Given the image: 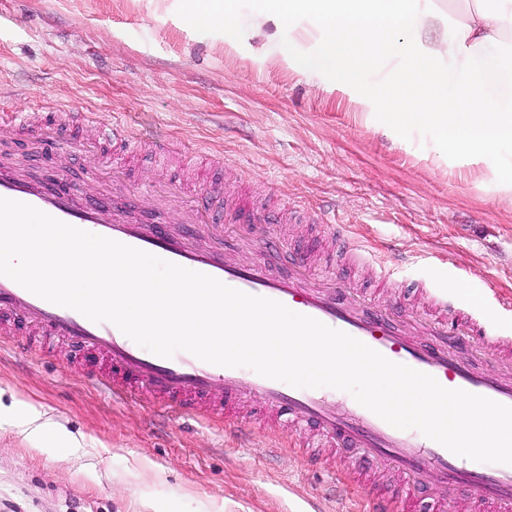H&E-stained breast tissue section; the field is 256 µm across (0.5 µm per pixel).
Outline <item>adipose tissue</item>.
Listing matches in <instances>:
<instances>
[{"mask_svg":"<svg viewBox=\"0 0 512 512\" xmlns=\"http://www.w3.org/2000/svg\"><path fill=\"white\" fill-rule=\"evenodd\" d=\"M165 19L210 32L354 99L364 119L403 143L431 133L434 158L512 202V95L494 90L507 71L512 0H182ZM252 46V45H251Z\"/></svg>","mask_w":512,"mask_h":512,"instance_id":"obj_1","label":"adipose tissue"}]
</instances>
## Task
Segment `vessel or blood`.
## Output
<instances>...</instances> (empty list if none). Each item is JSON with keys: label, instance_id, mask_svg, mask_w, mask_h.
<instances>
[{"label": "vessel or blood", "instance_id": "obj_1", "mask_svg": "<svg viewBox=\"0 0 512 512\" xmlns=\"http://www.w3.org/2000/svg\"><path fill=\"white\" fill-rule=\"evenodd\" d=\"M87 112L60 109L43 116L26 114L23 121L0 124V133H15L24 126L42 138L46 152L79 154L89 160L97 155L90 146L70 135L74 123H92ZM101 140L139 151L143 143L155 149L156 174L164 176L172 144L160 136L133 133L120 123L100 134ZM81 188L62 182L46 190L9 172H0V197L30 204L77 228L149 252L166 261L219 279L245 293L283 303L290 310L313 317L342 330L378 351L387 359L433 376L443 387L463 389L512 406V366L490 374L474 370L456 358L448 348L417 343L390 328L380 312L366 311L362 301L346 288L340 278L306 286L307 269L296 261L292 276L270 275L263 257L251 263L237 262L231 255L232 243L201 247L187 236L173 234L165 222L136 224L100 203L79 201ZM437 319L445 332L469 336L481 351L503 353L512 345L499 326L473 315L459 304L441 302ZM18 315L33 323L36 334L45 341L75 342L97 351L103 360L104 375L95 377L116 399L145 390L163 400L165 410L191 415L195 401L212 402L209 419L230 414L238 395L260 398L264 410L315 428L323 436L349 448L360 449L368 457L392 464L405 473L411 492H418L419 478L436 471L448 485L466 487L472 500L485 512H512V465H483L457 456L421 432L397 429L358 402L336 409V389L295 388L287 383L260 376L246 367L229 368L209 364L180 351L162 358L140 347L115 325L95 323L79 312L52 304L29 292L12 279L0 276V321Z\"/></svg>", "mask_w": 512, "mask_h": 512}]
</instances>
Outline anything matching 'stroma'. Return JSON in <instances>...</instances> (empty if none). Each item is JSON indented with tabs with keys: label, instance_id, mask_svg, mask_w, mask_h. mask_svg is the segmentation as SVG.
<instances>
[{
	"label": "stroma",
	"instance_id": "stroma-1",
	"mask_svg": "<svg viewBox=\"0 0 512 512\" xmlns=\"http://www.w3.org/2000/svg\"><path fill=\"white\" fill-rule=\"evenodd\" d=\"M52 105L94 113L89 139L111 121L135 128L150 117L205 160L214 187L289 217L281 248L268 246L265 225H228L243 259L263 256L277 275L296 254L312 277L333 268L416 339L431 338L435 289L491 314L512 300V206L427 158L423 135L392 143L348 96L161 21L149 0H0V111ZM153 163L118 151L101 164L49 159L35 138L0 140L2 167L37 181L66 174L85 199L124 203L141 221L164 215L209 240L190 206L143 192ZM300 207L346 225L364 261L345 266L320 225L294 223ZM377 257L399 287L377 284ZM76 355L62 343L49 354L0 349V406L31 404L78 441L39 444L1 420L0 512H368L374 496L407 497L394 471L356 449L313 447L314 429L283 430L248 397L232 417L244 443L217 423L156 415L145 393L112 405L83 381Z\"/></svg>",
	"mask_w": 512,
	"mask_h": 512
}]
</instances>
